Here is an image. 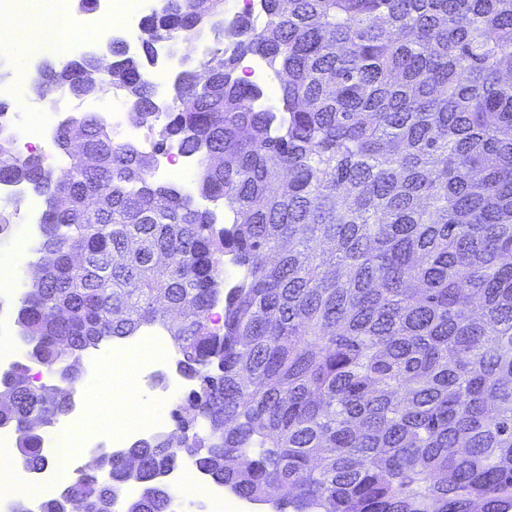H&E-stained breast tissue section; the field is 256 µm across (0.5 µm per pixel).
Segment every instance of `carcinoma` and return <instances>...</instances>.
Here are the masks:
<instances>
[{
	"instance_id": "cac0c4a2",
	"label": "carcinoma",
	"mask_w": 512,
	"mask_h": 512,
	"mask_svg": "<svg viewBox=\"0 0 512 512\" xmlns=\"http://www.w3.org/2000/svg\"><path fill=\"white\" fill-rule=\"evenodd\" d=\"M261 2L180 71L161 122L121 47L93 84L87 57L48 65L76 97H123L152 153L92 112L60 130V169L0 135V182L46 201L15 325L54 383L0 374L23 463H44L29 419L68 413L104 341L161 325L192 385L173 431L95 460L41 512H170L157 476L185 457L267 512H512V0ZM206 30L224 0H160L144 57ZM247 55L277 102L236 76ZM174 145L226 225L153 180Z\"/></svg>"
}]
</instances>
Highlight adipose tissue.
I'll use <instances>...</instances> for the list:
<instances>
[{
    "mask_svg": "<svg viewBox=\"0 0 512 512\" xmlns=\"http://www.w3.org/2000/svg\"><path fill=\"white\" fill-rule=\"evenodd\" d=\"M66 20V7L62 4L49 13H29L19 22L14 18L1 16L0 52L4 51L21 59L32 53L50 59L60 58Z\"/></svg>",
    "mask_w": 512,
    "mask_h": 512,
    "instance_id": "adipose-tissue-1",
    "label": "adipose tissue"
}]
</instances>
